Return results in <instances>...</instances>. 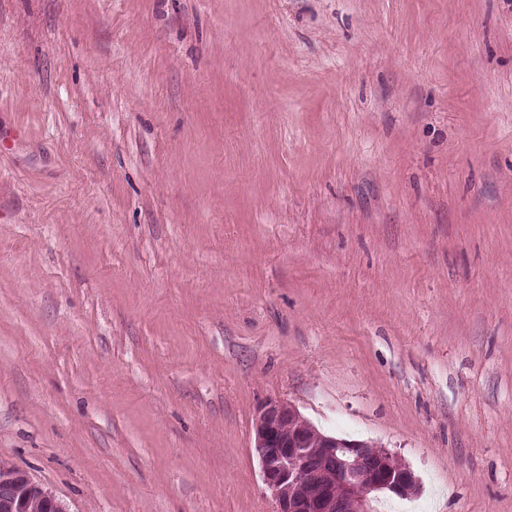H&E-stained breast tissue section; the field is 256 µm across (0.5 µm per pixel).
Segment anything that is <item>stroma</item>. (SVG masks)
Wrapping results in <instances>:
<instances>
[{
  "instance_id": "35a3bbf8",
  "label": "stroma",
  "mask_w": 512,
  "mask_h": 512,
  "mask_svg": "<svg viewBox=\"0 0 512 512\" xmlns=\"http://www.w3.org/2000/svg\"><path fill=\"white\" fill-rule=\"evenodd\" d=\"M269 400L512 512V0H0V466L274 512Z\"/></svg>"
}]
</instances>
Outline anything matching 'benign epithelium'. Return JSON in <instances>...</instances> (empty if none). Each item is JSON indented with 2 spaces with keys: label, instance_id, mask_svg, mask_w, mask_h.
<instances>
[{
  "label": "benign epithelium",
  "instance_id": "benign-epithelium-1",
  "mask_svg": "<svg viewBox=\"0 0 512 512\" xmlns=\"http://www.w3.org/2000/svg\"><path fill=\"white\" fill-rule=\"evenodd\" d=\"M255 451L275 512H367L368 495L419 490L414 471L386 449L316 432L285 402L270 401L255 423ZM37 495L44 512H63L53 495L19 469L0 468V512H25Z\"/></svg>",
  "mask_w": 512,
  "mask_h": 512
}]
</instances>
